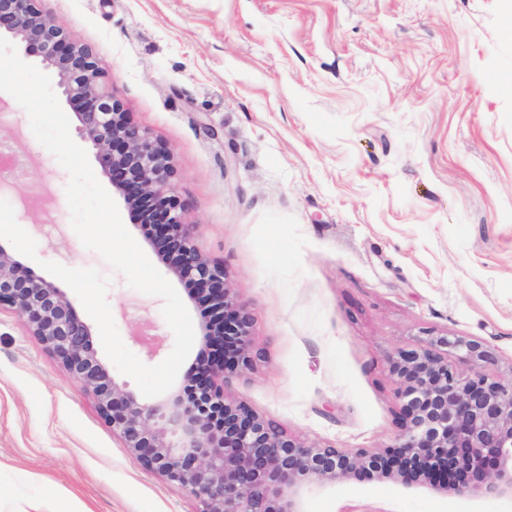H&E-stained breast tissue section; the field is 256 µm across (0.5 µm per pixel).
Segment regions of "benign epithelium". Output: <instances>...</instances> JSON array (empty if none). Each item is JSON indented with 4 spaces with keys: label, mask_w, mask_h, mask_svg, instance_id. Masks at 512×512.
Listing matches in <instances>:
<instances>
[{
    "label": "benign epithelium",
    "mask_w": 512,
    "mask_h": 512,
    "mask_svg": "<svg viewBox=\"0 0 512 512\" xmlns=\"http://www.w3.org/2000/svg\"><path fill=\"white\" fill-rule=\"evenodd\" d=\"M2 35L23 47V58H38L55 73L81 138L127 207L149 225L150 246L210 312L205 349L183 386L147 402L112 377L63 290L0 245V306L13 308L94 397L103 423L145 469L188 487L201 512H305L307 493L362 478L465 499H512V378L486 374L493 353L480 339L430 334L391 358L399 433L381 448L307 444L228 396L226 373L249 371L257 358L251 317L224 265L194 243V225L171 194L169 148L124 111L103 83L106 64L44 16L38 0H0ZM450 353L467 368L450 363Z\"/></svg>",
    "instance_id": "1"
}]
</instances>
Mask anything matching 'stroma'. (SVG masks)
I'll use <instances>...</instances> for the list:
<instances>
[{
  "label": "stroma",
  "mask_w": 512,
  "mask_h": 512,
  "mask_svg": "<svg viewBox=\"0 0 512 512\" xmlns=\"http://www.w3.org/2000/svg\"><path fill=\"white\" fill-rule=\"evenodd\" d=\"M90 47L125 111L173 156L200 251L254 318V370L228 395L309 444H391L390 357L425 332L490 346L512 377V38L499 0H39ZM0 198L36 259L110 275L124 345L162 362L160 298L130 287L71 226L69 175L0 95ZM162 337L156 354L139 330ZM200 512L146 470L93 397L0 308V512ZM512 512L367 480L306 512Z\"/></svg>",
  "instance_id": "35a3bbf8"
}]
</instances>
